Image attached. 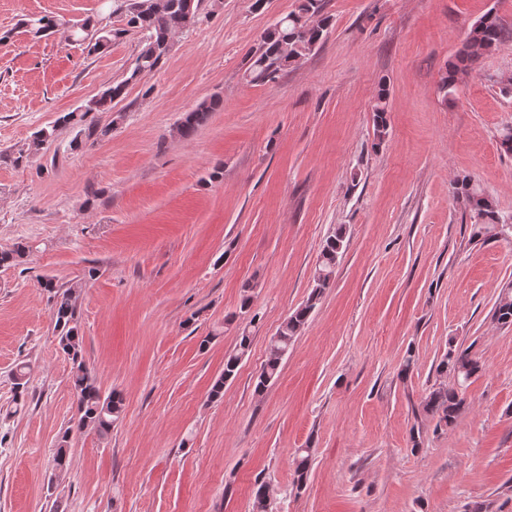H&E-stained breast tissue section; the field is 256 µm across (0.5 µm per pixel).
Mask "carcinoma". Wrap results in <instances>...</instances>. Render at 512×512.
Segmentation results:
<instances>
[{"instance_id": "1", "label": "carcinoma", "mask_w": 512, "mask_h": 512, "mask_svg": "<svg viewBox=\"0 0 512 512\" xmlns=\"http://www.w3.org/2000/svg\"><path fill=\"white\" fill-rule=\"evenodd\" d=\"M202 0H112V14L121 15L126 20V27L112 30L102 27V35L93 43L86 42V27L92 21L73 25L74 41L86 45L88 53L102 51V46L135 29L143 33L142 46L123 78L110 85L98 98L91 100L86 108L68 112L58 119L63 125H77L85 120L91 112H108L112 102L124 98L127 88L139 82L143 77L155 72L167 57L171 38L177 32L189 30L199 21ZM322 0H298L294 11L281 18L262 37L259 45L250 55L247 71L257 83H274L280 74L290 65L297 63L310 53L323 38L330 22L322 14ZM31 31L40 36L53 32L57 26L54 19L41 16L27 21ZM507 31L499 17L489 12L477 20L469 29L466 41L474 48L463 47L456 61L448 65V70L441 77L440 90L445 95L455 92L462 77L470 74L478 58L494 51L505 39ZM221 106V100L212 98L200 103L195 109L185 113L181 118L177 132L189 139L207 120L209 114ZM374 134L378 141H383L388 132L387 92L381 87L377 92L373 106ZM56 128L37 131L27 149L20 153L39 152L55 134ZM454 196L463 198L473 218L474 236H497L498 225L502 217L495 202L477 187L471 178L464 176L452 183ZM344 235L342 228L330 234L322 247L318 267L313 278V286L306 303L297 308L278 329L269 345L267 361L258 377L256 389H264L278 374L283 358L289 347L303 329L316 301L326 288L330 287L337 264L343 253ZM29 247L18 242L12 247L0 250V267L19 265L27 256ZM41 287L50 293L52 300V318L58 331V345L62 352L72 361V389L76 397L77 417L74 426L67 428L58 441L54 462L63 468L68 460V443L73 431L91 429L101 438L107 437L112 426L120 419L124 410V399L117 391L102 394L95 378L88 369L82 355V340L78 328L76 298L72 289L55 283L51 279L41 282ZM493 318L501 325H512V296H502L496 302ZM247 330H242L237 337L236 349L224 358V373L215 380L210 394L219 397L223 394L224 383L235 377L243 355L250 346ZM480 370L479 362L468 350L450 348L448 353L436 366L440 376L451 375L457 379V385L448 387L441 384L424 398L422 412L438 417V425L449 427L454 424L465 405L464 389L467 381ZM14 398L20 401L27 391V365L20 364L13 373ZM294 479L292 488L299 491L306 482L311 465L310 449L304 448L293 460Z\"/></svg>"}]
</instances>
